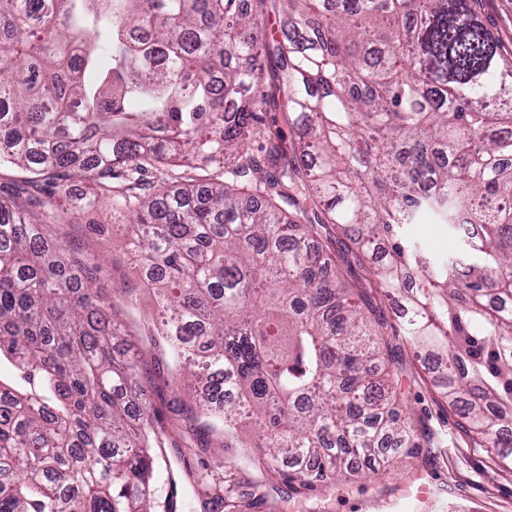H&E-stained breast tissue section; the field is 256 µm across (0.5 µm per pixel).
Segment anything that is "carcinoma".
<instances>
[{"mask_svg": "<svg viewBox=\"0 0 512 512\" xmlns=\"http://www.w3.org/2000/svg\"><path fill=\"white\" fill-rule=\"evenodd\" d=\"M297 147L261 134L245 0H0V512H153L162 433L117 349L100 256L57 228L106 197L152 335L203 434L306 491L412 456L401 328L479 445L512 463V58L477 0H259ZM189 168L146 192L151 169ZM458 233L436 256L407 235ZM398 292L394 325L322 245ZM408 232L413 238L429 242L443 252H453L457 248V240L450 235L447 236L439 225L433 224L430 220H424L421 224H411Z\"/></svg>", "mask_w": 512, "mask_h": 512, "instance_id": "carcinoma-1", "label": "carcinoma"}]
</instances>
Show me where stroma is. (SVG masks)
Returning <instances> with one entry per match:
<instances>
[{
  "label": "stroma",
  "mask_w": 512,
  "mask_h": 512,
  "mask_svg": "<svg viewBox=\"0 0 512 512\" xmlns=\"http://www.w3.org/2000/svg\"><path fill=\"white\" fill-rule=\"evenodd\" d=\"M263 65L268 104L260 114L261 127L280 134V144L288 150L295 134L287 99L278 89L275 53L265 55ZM61 237L83 241L103 255L98 283L115 305L123 303V286L134 289L136 307L121 314L134 336L128 353L137 358L140 374L151 385L155 423L168 434L154 469L155 512H229L224 505L229 496L238 512H512V466L474 444L417 351L401 335L392 337L391 345L401 371L400 402L421 441L417 456L389 474L306 494L276 482L266 487L265 504H253L251 484L258 472L248 466L235 472L217 468L225 456L220 439L200 442L188 420L169 406L167 349L153 345L144 333L152 321V292L143 287L136 266L123 258L121 230L110 204L99 201L77 223L65 226Z\"/></svg>",
  "instance_id": "obj_1"
}]
</instances>
